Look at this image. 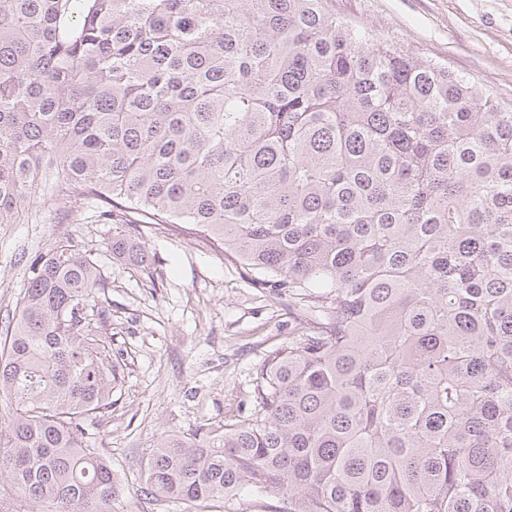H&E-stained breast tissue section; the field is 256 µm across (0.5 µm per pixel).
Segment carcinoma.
<instances>
[{
    "label": "carcinoma",
    "instance_id": "carcinoma-1",
    "mask_svg": "<svg viewBox=\"0 0 512 512\" xmlns=\"http://www.w3.org/2000/svg\"><path fill=\"white\" fill-rule=\"evenodd\" d=\"M47 178L104 221L193 224L332 318L268 357L252 414L161 436L145 499L512 512V107L328 0H0V224ZM27 273L0 322V512H116L85 436L120 376L106 280L71 241Z\"/></svg>",
    "mask_w": 512,
    "mask_h": 512
}]
</instances>
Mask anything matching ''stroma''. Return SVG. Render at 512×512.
<instances>
[{
	"mask_svg": "<svg viewBox=\"0 0 512 512\" xmlns=\"http://www.w3.org/2000/svg\"><path fill=\"white\" fill-rule=\"evenodd\" d=\"M338 15L391 46L443 64L512 103V0H333ZM51 182L15 224L0 225V316L13 309L27 279L28 256L61 240L90 250L108 286L97 301L108 320L121 376L112 411L88 437L108 449L122 481L123 512H180L148 502L139 476L164 433L202 435L254 410L258 373L288 341L318 331L322 312L281 288H260L239 263L190 225H143L147 268L117 260L112 238L131 225L98 222L89 208L67 217L40 206Z\"/></svg>",
	"mask_w": 512,
	"mask_h": 512,
	"instance_id": "obj_1",
	"label": "stroma"
}]
</instances>
